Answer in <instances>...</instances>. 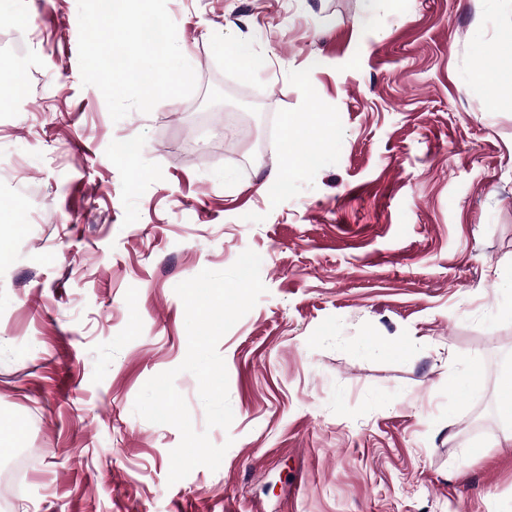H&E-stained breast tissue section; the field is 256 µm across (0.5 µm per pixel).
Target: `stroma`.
<instances>
[{
    "label": "stroma",
    "mask_w": 512,
    "mask_h": 512,
    "mask_svg": "<svg viewBox=\"0 0 512 512\" xmlns=\"http://www.w3.org/2000/svg\"><path fill=\"white\" fill-rule=\"evenodd\" d=\"M197 87L109 115L78 0H0L29 94L0 114V446L16 512H512L496 410L512 367V0H167ZM249 42L264 70L227 62ZM487 56L501 76L471 78ZM321 108L320 163L283 117ZM250 117L224 152L209 114ZM134 140L133 161L113 152ZM281 178L270 181V173ZM31 185L16 199L12 180ZM266 287L222 337L227 451L169 483L177 428L133 411L187 347L175 287L245 250ZM483 369L477 390L451 379Z\"/></svg>",
    "instance_id": "stroma-1"
}]
</instances>
